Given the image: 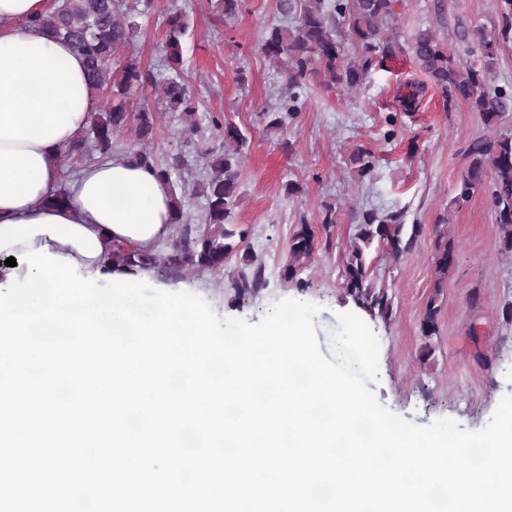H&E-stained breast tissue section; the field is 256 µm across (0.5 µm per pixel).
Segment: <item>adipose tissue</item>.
Listing matches in <instances>:
<instances>
[{"label": "adipose tissue", "mask_w": 512, "mask_h": 512, "mask_svg": "<svg viewBox=\"0 0 512 512\" xmlns=\"http://www.w3.org/2000/svg\"><path fill=\"white\" fill-rule=\"evenodd\" d=\"M48 11V0H0V284L28 273L6 258L43 246L94 275L114 245L151 249L171 224L167 186L126 156L84 166L70 205L48 206L67 150L100 107L80 52L48 27L28 25Z\"/></svg>", "instance_id": "ef3b65f1"}]
</instances>
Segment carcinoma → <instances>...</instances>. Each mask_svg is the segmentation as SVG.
I'll list each match as a JSON object with an SVG mask.
<instances>
[{"mask_svg":"<svg viewBox=\"0 0 512 512\" xmlns=\"http://www.w3.org/2000/svg\"><path fill=\"white\" fill-rule=\"evenodd\" d=\"M141 0H59L45 17L32 20L48 26L57 36L72 43L85 59L86 87L95 93L109 91L104 110L94 115L86 137L75 142L69 152L81 157L97 154L102 160L114 155V136L125 130L134 132L140 141H150L155 134L154 110L147 104H132L130 99L150 81L135 55L137 33L135 17ZM403 0H277V9L295 18L293 27L272 25L261 39L260 49L268 57L285 60L290 101L298 98L296 90L306 86L318 69L327 72L337 85L354 88L366 74L371 57L392 58L402 51L390 35ZM245 9V0H216V12L224 17L238 15ZM341 17L347 23L346 37L360 48L368 59L357 65L347 58L344 44L338 40L330 21ZM165 52L170 74L157 80L163 100L172 111L188 116L195 114L190 83L182 77V41L186 24L178 12L166 18ZM481 48L475 63L459 66L430 30L417 34L413 55L420 67L450 98H462L483 114L487 123L497 124L502 115L512 112V95L490 90L487 77L496 67L495 43L481 29L473 32ZM213 141L208 180L202 184L207 223L214 230L186 244L190 258L199 267L219 270L234 251L231 239L245 238L244 231L233 229V216L239 205L240 159L248 149L250 138L236 124L211 118ZM466 156L469 164L457 186L455 204H466L484 187L487 172L493 179L489 190L496 228L506 248L512 250V134L484 137L472 142ZM134 158L149 167L163 184H173L172 175L181 166L180 157L163 164L153 152L138 150ZM404 225L395 214L383 217L374 212L362 214L358 240L352 247L345 267L347 289L357 303L372 315L383 319L390 313L387 295L367 284L368 266L364 248L377 243L398 256L411 248L414 236L403 238ZM315 250L314 231L308 224L300 225L293 234L290 252L296 258L310 256ZM455 261L454 247L446 242L435 259L439 273L445 275ZM106 265L112 271L135 275L153 266L150 254L139 250H112Z\"/></svg>","mask_w":512,"mask_h":512,"instance_id":"1","label":"carcinoma"}]
</instances>
